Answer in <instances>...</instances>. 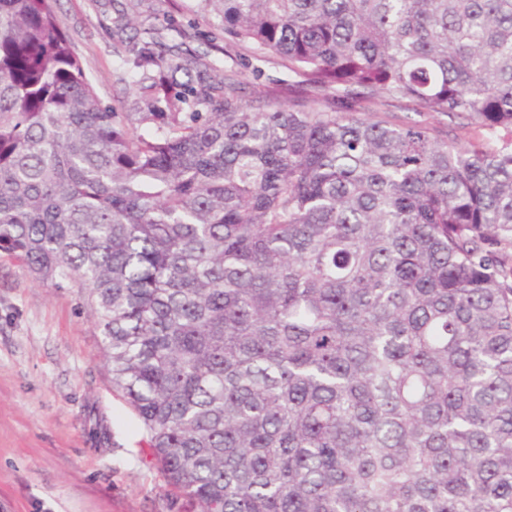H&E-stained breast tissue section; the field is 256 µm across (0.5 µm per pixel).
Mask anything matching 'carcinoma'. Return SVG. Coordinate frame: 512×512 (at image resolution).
<instances>
[{
    "instance_id": "1",
    "label": "carcinoma",
    "mask_w": 512,
    "mask_h": 512,
    "mask_svg": "<svg viewBox=\"0 0 512 512\" xmlns=\"http://www.w3.org/2000/svg\"><path fill=\"white\" fill-rule=\"evenodd\" d=\"M53 2L0 0V257L86 289L166 483L194 512H512V0H181L224 67L118 24L135 112ZM242 49L288 78L248 91Z\"/></svg>"
}]
</instances>
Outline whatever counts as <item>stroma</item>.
I'll list each match as a JSON object with an SVG mask.
<instances>
[{
	"label": "stroma",
	"mask_w": 512,
	"mask_h": 512,
	"mask_svg": "<svg viewBox=\"0 0 512 512\" xmlns=\"http://www.w3.org/2000/svg\"><path fill=\"white\" fill-rule=\"evenodd\" d=\"M54 12L101 103L131 111L117 80L112 29L194 24L190 46L216 58L224 35L174 0H56ZM108 443H95V426ZM147 436L112 389L101 337L81 288L30 277L0 258V512H184L151 463Z\"/></svg>",
	"instance_id": "35a3bbf8"
}]
</instances>
